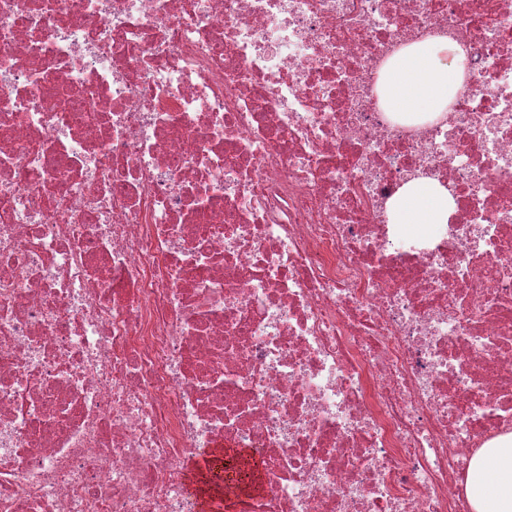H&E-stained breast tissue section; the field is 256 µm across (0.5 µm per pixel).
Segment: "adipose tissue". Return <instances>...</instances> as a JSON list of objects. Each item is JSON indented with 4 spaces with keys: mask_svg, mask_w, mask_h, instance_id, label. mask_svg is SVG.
Instances as JSON below:
<instances>
[{
    "mask_svg": "<svg viewBox=\"0 0 512 512\" xmlns=\"http://www.w3.org/2000/svg\"><path fill=\"white\" fill-rule=\"evenodd\" d=\"M461 46L431 39L406 46L389 61L384 90L390 106L431 121L446 112L464 79ZM454 202L422 179L408 182L389 206L394 224H444ZM466 492L472 512H512V447L485 448L473 459Z\"/></svg>",
    "mask_w": 512,
    "mask_h": 512,
    "instance_id": "adipose-tissue-1",
    "label": "adipose tissue"
}]
</instances>
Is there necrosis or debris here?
<instances>
[{
    "instance_id": "4bbe7bcc",
    "label": "necrosis or debris",
    "mask_w": 512,
    "mask_h": 512,
    "mask_svg": "<svg viewBox=\"0 0 512 512\" xmlns=\"http://www.w3.org/2000/svg\"><path fill=\"white\" fill-rule=\"evenodd\" d=\"M436 37L455 102L396 120ZM418 177L447 223L390 222ZM503 436L512 0H0V512H471ZM465 55L448 39L408 45L389 61L384 90L397 112H413L432 121L448 112L464 79Z\"/></svg>"
}]
</instances>
